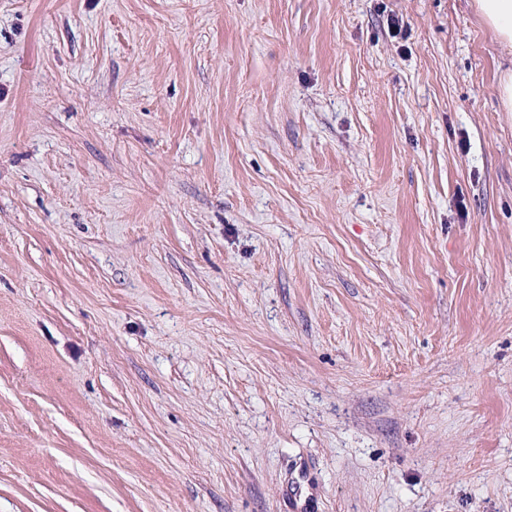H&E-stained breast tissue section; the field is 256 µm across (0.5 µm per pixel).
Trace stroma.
I'll return each instance as SVG.
<instances>
[{
  "instance_id": "obj_1",
  "label": "stroma",
  "mask_w": 512,
  "mask_h": 512,
  "mask_svg": "<svg viewBox=\"0 0 512 512\" xmlns=\"http://www.w3.org/2000/svg\"><path fill=\"white\" fill-rule=\"evenodd\" d=\"M506 66L468 0H0V512H512Z\"/></svg>"
}]
</instances>
